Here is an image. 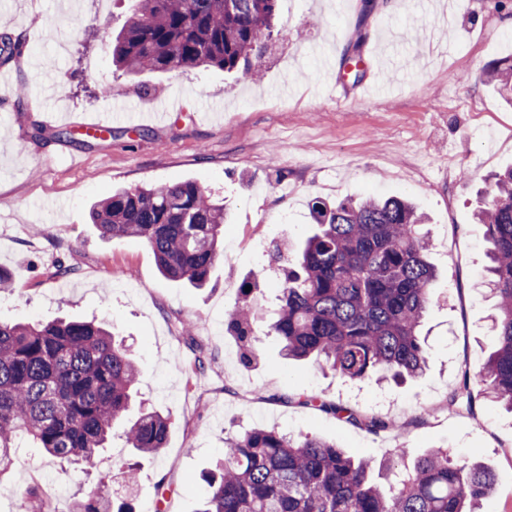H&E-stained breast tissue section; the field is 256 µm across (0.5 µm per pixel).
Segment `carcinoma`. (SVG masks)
I'll list each match as a JSON object with an SVG mask.
<instances>
[{
  "label": "carcinoma",
  "mask_w": 512,
  "mask_h": 512,
  "mask_svg": "<svg viewBox=\"0 0 512 512\" xmlns=\"http://www.w3.org/2000/svg\"><path fill=\"white\" fill-rule=\"evenodd\" d=\"M276 6L277 0H132L112 35V62L124 73L216 67L255 80ZM21 41L0 35V64L19 52ZM482 76L508 91L512 104L511 64L487 65ZM311 211L318 231L303 250L287 257L278 248L272 255L281 296L268 333L280 338L286 357L312 358L352 382L376 374L419 376L428 358L419 330L434 302V268L429 232L415 207L388 197L334 205L315 200ZM477 220L491 244L498 349L465 367L448 407L460 406L479 386L512 409V167L494 176ZM90 221L104 237L143 240L165 277L196 288L207 285L224 257V207L193 181L117 188L91 206ZM259 287L257 277L243 281L225 319L245 366L258 357ZM139 377L126 346L93 321H0V475L20 461V444L43 449L62 466L92 468L116 428L135 451L159 452L168 417L147 411L125 422ZM306 404L344 412L346 422L369 431L389 425L375 414L317 399ZM224 444V464L209 475L197 512H475L494 490L484 466L443 448L428 451L399 486L385 490L371 479L372 461L356 460L315 436L252 428L228 435ZM16 512H46L36 488L22 494ZM75 512L132 510L109 492H92Z\"/></svg>",
  "instance_id": "obj_1"
}]
</instances>
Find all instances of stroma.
<instances>
[{
	"mask_svg": "<svg viewBox=\"0 0 512 512\" xmlns=\"http://www.w3.org/2000/svg\"><path fill=\"white\" fill-rule=\"evenodd\" d=\"M278 0L265 38L262 75L243 81L218 68L112 74L110 41L130 8L111 0L96 37L84 34L85 5L5 0L0 32L26 45L0 65V320L94 319L131 346L145 406L169 416L157 454L127 448L121 431L91 470H62L29 449L0 477V512H16L39 486L52 512L110 476L133 512H197L206 474L224 456V438L253 426L316 436L378 462L386 486L430 449L476 460L494 478L481 512H512V411L473 391L469 407L448 396L466 362L497 348L496 300L482 281L490 263L474 212L494 175L512 166V105L483 81L484 65L512 61V0H469L454 25L448 0ZM387 53L390 76L359 102L336 93L321 56L344 55L356 39ZM109 93H101L102 85ZM26 86L25 111L16 90ZM191 94L163 122L116 124L89 136L74 123L100 112H150ZM69 129L67 141L52 139ZM191 180L223 202L224 257L205 287L165 279L147 244L102 237L91 204L116 188ZM398 196L415 204L431 231L438 298L421 327L430 348L424 373L403 384L350 382L314 361L284 358L278 337L243 366L224 328L239 284L268 267L274 247L296 251L315 226L311 203ZM67 275H58V268ZM193 333H185V324ZM205 373H195V363ZM388 418L371 432L305 405L306 397ZM407 453L383 469L394 448ZM137 481L125 487L121 467Z\"/></svg>",
	"mask_w": 512,
	"mask_h": 512,
	"instance_id": "35a3bbf8",
	"label": "stroma"
}]
</instances>
